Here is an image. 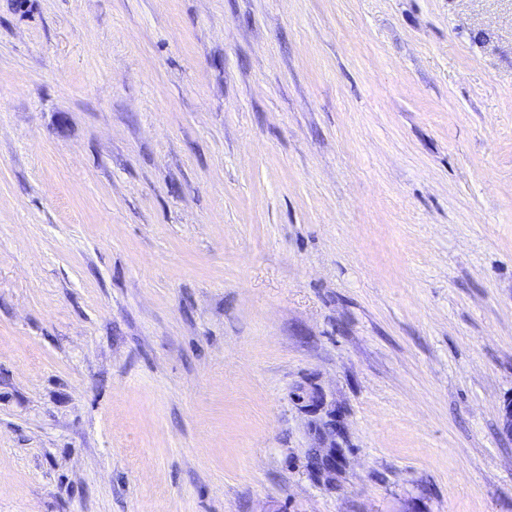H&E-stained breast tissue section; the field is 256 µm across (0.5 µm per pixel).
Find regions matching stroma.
I'll use <instances>...</instances> for the list:
<instances>
[{
	"label": "stroma",
	"instance_id": "35a3bbf8",
	"mask_svg": "<svg viewBox=\"0 0 512 512\" xmlns=\"http://www.w3.org/2000/svg\"><path fill=\"white\" fill-rule=\"evenodd\" d=\"M511 401L512 0H0V512H512Z\"/></svg>",
	"mask_w": 512,
	"mask_h": 512
}]
</instances>
